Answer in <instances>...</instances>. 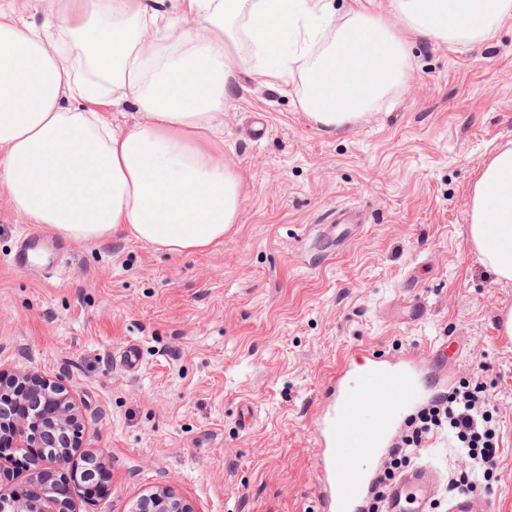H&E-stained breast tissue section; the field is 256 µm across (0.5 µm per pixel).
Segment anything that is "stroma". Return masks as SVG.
I'll return each instance as SVG.
<instances>
[{"instance_id":"obj_1","label":"stroma","mask_w":512,"mask_h":512,"mask_svg":"<svg viewBox=\"0 0 512 512\" xmlns=\"http://www.w3.org/2000/svg\"><path fill=\"white\" fill-rule=\"evenodd\" d=\"M359 7L406 40L401 84L339 134L319 131L295 92L241 75L224 105L226 162L245 199L222 246L170 255L128 238L70 241L60 270L12 258L31 222L0 205V379L63 384L81 419L75 512H129L174 490L196 512H318L313 418L342 355L398 362L448 340V385L487 383L499 458L473 493L512 512V342L498 327L512 283L468 241L469 190L512 142V21L467 41L408 29L390 0ZM345 208L364 222L323 237ZM141 364L119 361L127 345ZM101 463V492L79 475ZM443 476L448 512L462 471L448 435L420 454Z\"/></svg>"}]
</instances>
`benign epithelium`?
I'll return each mask as SVG.
<instances>
[{"mask_svg": "<svg viewBox=\"0 0 512 512\" xmlns=\"http://www.w3.org/2000/svg\"><path fill=\"white\" fill-rule=\"evenodd\" d=\"M12 431L19 448H58L59 456L38 460L31 481L42 493L0 494V512H74L58 470L78 447L79 420L67 389L48 379L21 376L0 391V428ZM132 512H195L174 491L163 488L141 497Z\"/></svg>", "mask_w": 512, "mask_h": 512, "instance_id": "1", "label": "benign epithelium"}]
</instances>
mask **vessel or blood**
<instances>
[{
    "instance_id": "1",
    "label": "vessel or blood",
    "mask_w": 512,
    "mask_h": 512,
    "mask_svg": "<svg viewBox=\"0 0 512 512\" xmlns=\"http://www.w3.org/2000/svg\"><path fill=\"white\" fill-rule=\"evenodd\" d=\"M433 371L419 372L414 361L392 364L367 354L345 359L328 386L332 399L317 416L314 442L319 469L320 512H363L374 478L355 467V459L381 455L390 448V434L401 410L408 405L445 396L447 385L437 366L446 358L444 347L427 354ZM366 421H359L358 409ZM438 485L437 471L427 463L398 478L391 489L388 512H403L416 502L415 512H427ZM486 501L461 493L452 497L448 512H488Z\"/></svg>"
}]
</instances>
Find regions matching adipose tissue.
<instances>
[{
	"label": "adipose tissue",
	"mask_w": 512,
	"mask_h": 512,
	"mask_svg": "<svg viewBox=\"0 0 512 512\" xmlns=\"http://www.w3.org/2000/svg\"><path fill=\"white\" fill-rule=\"evenodd\" d=\"M410 30L474 38L512 19V0H393ZM183 17L192 26L180 25ZM403 40L331 0H51L43 23L0 0V184L7 204L66 238H132L173 255L224 242L244 185L216 135L238 72L299 89L317 128L400 80ZM132 104L133 123L102 107ZM469 240L512 281V146L471 188Z\"/></svg>",
	"instance_id": "adipose-tissue-1"
}]
</instances>
